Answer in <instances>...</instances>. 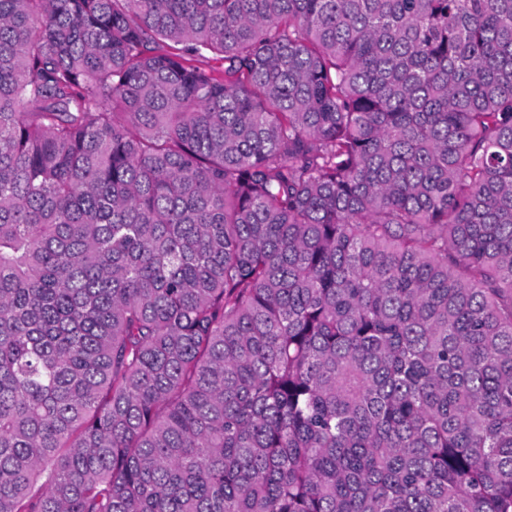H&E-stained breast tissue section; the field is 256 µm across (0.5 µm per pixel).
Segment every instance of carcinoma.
I'll return each instance as SVG.
<instances>
[{
	"label": "carcinoma",
	"instance_id": "obj_1",
	"mask_svg": "<svg viewBox=\"0 0 512 512\" xmlns=\"http://www.w3.org/2000/svg\"><path fill=\"white\" fill-rule=\"evenodd\" d=\"M0 512H512V0H0Z\"/></svg>",
	"mask_w": 512,
	"mask_h": 512
}]
</instances>
